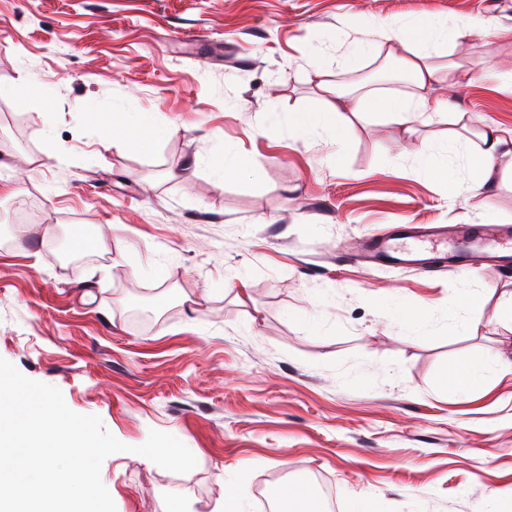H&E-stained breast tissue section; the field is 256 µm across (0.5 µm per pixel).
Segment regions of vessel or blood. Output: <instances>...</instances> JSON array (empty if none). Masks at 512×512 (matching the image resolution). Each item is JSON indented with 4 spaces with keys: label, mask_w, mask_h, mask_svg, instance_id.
Instances as JSON below:
<instances>
[{
    "label": "vessel or blood",
    "mask_w": 512,
    "mask_h": 512,
    "mask_svg": "<svg viewBox=\"0 0 512 512\" xmlns=\"http://www.w3.org/2000/svg\"><path fill=\"white\" fill-rule=\"evenodd\" d=\"M364 252L392 264H409L424 272L464 269L470 256L449 246L443 229L423 224H406L384 236L365 241Z\"/></svg>",
    "instance_id": "vessel-or-blood-1"
}]
</instances>
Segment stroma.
Segmentation results:
<instances>
[{"label": "stroma", "mask_w": 512, "mask_h": 512, "mask_svg": "<svg viewBox=\"0 0 512 512\" xmlns=\"http://www.w3.org/2000/svg\"><path fill=\"white\" fill-rule=\"evenodd\" d=\"M482 17L510 29L439 47L424 93L453 109L411 128L340 112L341 140L288 127L346 94L413 92L400 47L375 28ZM352 65H342L344 56ZM465 76L449 86L445 65ZM145 112L150 151L99 117ZM463 124L512 128V0H0V358L94 414L127 451L101 479L116 512H211L228 487L246 512L283 481L322 477L337 512H512V261L460 272L347 260L402 224L512 226V175L448 190L417 151ZM239 154L243 174L214 164ZM447 177V178H448ZM36 215L12 222L16 197ZM90 234L73 251L74 233ZM469 290L487 299L463 308ZM423 318L409 325L406 313ZM488 364L466 391L454 365ZM195 456L178 474L134 459L150 430Z\"/></svg>", "instance_id": "35a3bbf8"}]
</instances>
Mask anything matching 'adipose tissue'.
I'll return each mask as SVG.
<instances>
[{
	"mask_svg": "<svg viewBox=\"0 0 512 512\" xmlns=\"http://www.w3.org/2000/svg\"><path fill=\"white\" fill-rule=\"evenodd\" d=\"M489 21L480 17L451 25L446 20L430 18L424 21L409 23L392 31H379L378 36L383 44H399L404 50L401 63L415 91L410 95L385 97L367 93L359 97L355 104H348L344 94L336 95L337 107H353L357 112H383L397 123H408L412 116L429 110L445 113L448 110L444 103L429 105L419 91L430 84L435 75L429 63L430 47L447 44L448 40L490 29ZM481 146L476 154L470 157L469 165L476 185H484L494 180L501 169L512 170V131L495 127H486L476 133Z\"/></svg>",
	"mask_w": 512,
	"mask_h": 512,
	"instance_id": "ef3b65f1",
	"label": "adipose tissue"
}]
</instances>
